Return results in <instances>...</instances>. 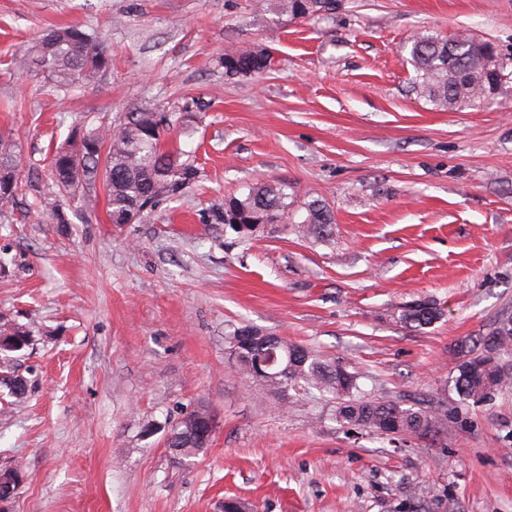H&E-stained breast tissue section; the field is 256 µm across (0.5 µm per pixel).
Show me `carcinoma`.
<instances>
[{
  "label": "carcinoma",
  "mask_w": 512,
  "mask_h": 512,
  "mask_svg": "<svg viewBox=\"0 0 512 512\" xmlns=\"http://www.w3.org/2000/svg\"><path fill=\"white\" fill-rule=\"evenodd\" d=\"M338 0H277V10L293 18L315 17L336 10ZM406 49L414 67L413 89L441 110L467 102H491L512 82L507 63L499 68L478 67L475 38L469 33L448 40L420 31L410 37ZM35 64L57 83L72 85L90 80L109 68L110 55L95 39L75 28H58L37 40L20 58L22 69ZM224 73L229 77L262 73L271 65V55L255 48H239L224 55ZM166 116L158 112H132L117 132L100 127L68 138L63 152H55L50 180L55 191L40 201V209L53 223L68 224L69 200L95 177L99 151L105 153L104 179L107 213L113 224L131 216L141 218L147 200L173 197L199 182L200 169L188 158L179 161L164 151L162 137ZM12 133H0V205L18 196L22 185L15 175ZM288 183L258 182L248 192L225 200L221 222L246 225L257 232L267 224H282L297 236L323 241L333 233L330 206L314 198L298 214L288 202ZM443 309L432 299L415 300L393 313L395 322L417 330L438 322ZM230 357L240 373L258 382L278 403L288 406L302 395L318 391L338 401L336 418L380 435L426 436L436 432L439 413L406 405L387 397L360 394L358 377L340 361L323 359L311 349L253 329H239L227 337ZM287 361V369L271 372L262 362L269 352ZM463 358L454 377V389L465 400L475 402L512 384V314L502 315L486 338L471 345H458ZM189 420L172 427L167 437L170 458L177 467L192 463L204 452L199 429L213 420L208 406L187 413Z\"/></svg>",
  "instance_id": "cac0c4a2"
}]
</instances>
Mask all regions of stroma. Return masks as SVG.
<instances>
[{
	"instance_id": "stroma-1",
	"label": "stroma",
	"mask_w": 512,
	"mask_h": 512,
	"mask_svg": "<svg viewBox=\"0 0 512 512\" xmlns=\"http://www.w3.org/2000/svg\"><path fill=\"white\" fill-rule=\"evenodd\" d=\"M256 0H0V131L21 195L0 209V330L30 341L0 386V471L23 482L5 512H512V388L463 401L456 345L512 313V94L438 110L412 87L415 32L465 31L512 58V0H341L293 19ZM96 36L109 70L63 88L12 61L47 29ZM269 50L260 76L226 53ZM161 112L165 149L195 156L197 185L142 219L110 223L103 183L37 203L74 131ZM261 180L325 200L312 243L237 232L216 216ZM429 298L415 330L391 314ZM253 327L342 358L363 389L446 410L437 433L347 427L335 404L281 410L227 353ZM208 405L213 442L176 468L167 434ZM392 316L396 323L421 330L438 322L443 316V309L432 299H421L393 312Z\"/></svg>"
}]
</instances>
